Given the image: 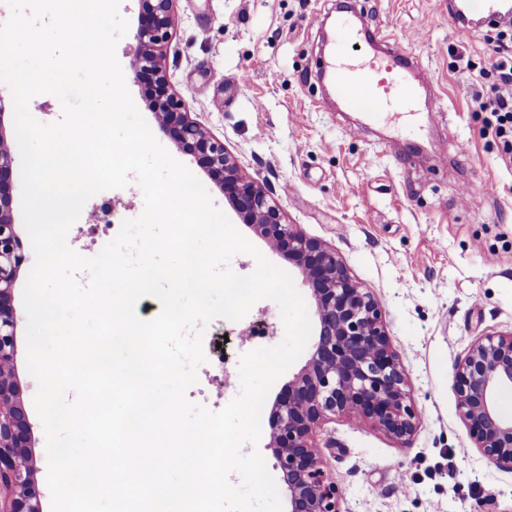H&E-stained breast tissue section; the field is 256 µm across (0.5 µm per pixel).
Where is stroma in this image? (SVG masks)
Listing matches in <instances>:
<instances>
[{"instance_id": "obj_1", "label": "stroma", "mask_w": 512, "mask_h": 512, "mask_svg": "<svg viewBox=\"0 0 512 512\" xmlns=\"http://www.w3.org/2000/svg\"><path fill=\"white\" fill-rule=\"evenodd\" d=\"M338 0H176L170 81L188 112L223 141L244 175L271 187L288 223L336 251L379 301L420 421L407 440L339 417L316 445L342 491L340 512H512V472L488 462L457 410L454 365L492 331L512 330V170L483 135L482 97L497 84L488 39L512 28L461 29L448 0H357L364 26L431 77L423 123L447 161L391 150L379 123L327 104L317 77L324 22ZM470 65L475 81L460 70ZM111 201L115 223L144 210L137 180L92 196L67 244L103 248L86 215ZM278 305L213 320L206 359L238 375L243 354L282 342ZM33 426L32 466L46 485L38 385L17 359Z\"/></svg>"}]
</instances>
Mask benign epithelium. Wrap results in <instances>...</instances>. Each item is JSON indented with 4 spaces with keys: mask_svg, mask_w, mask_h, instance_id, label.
Segmentation results:
<instances>
[{
    "mask_svg": "<svg viewBox=\"0 0 512 512\" xmlns=\"http://www.w3.org/2000/svg\"><path fill=\"white\" fill-rule=\"evenodd\" d=\"M176 0H139L133 77L148 86L158 131L193 156L253 233L301 273L317 318L309 358L274 400L269 448L288 495V512H339L341 491L314 443L326 422L346 416L373 422L397 439L420 418L381 307L336 252L285 220L265 185L243 176L224 142L187 112L173 88L165 46L177 27ZM0 111V512H42L43 492L27 467L32 426L15 379L20 316L13 288L26 263L13 218L12 157ZM512 389V332L487 333L455 366L457 409L468 437L495 467L512 472V418L501 416V391Z\"/></svg>",
    "mask_w": 512,
    "mask_h": 512,
    "instance_id": "7a95c632",
    "label": "benign epithelium"
}]
</instances>
